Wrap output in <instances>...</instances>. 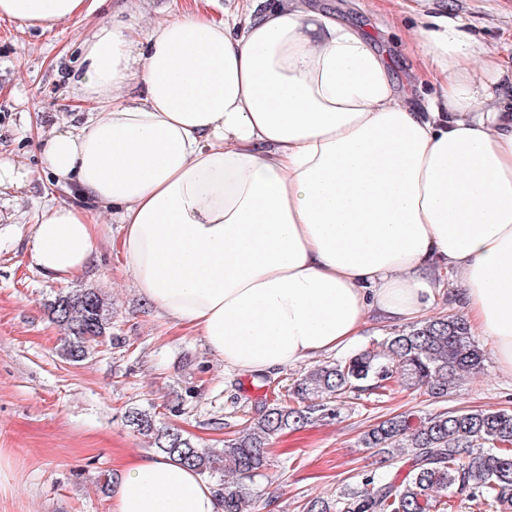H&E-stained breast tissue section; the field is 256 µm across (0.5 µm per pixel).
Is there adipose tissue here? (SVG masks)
I'll list each match as a JSON object with an SVG mask.
<instances>
[{
	"label": "adipose tissue",
	"instance_id": "adipose-tissue-1",
	"mask_svg": "<svg viewBox=\"0 0 512 512\" xmlns=\"http://www.w3.org/2000/svg\"><path fill=\"white\" fill-rule=\"evenodd\" d=\"M88 10L0 0V20L44 30ZM413 37L437 89L421 108L386 56L301 0L246 21L100 24L72 76L90 117L34 131L57 184L88 201L44 211L35 265L81 275L111 214L141 296L241 373L346 350L372 314L420 320L451 280L512 376V68L444 13ZM112 510L222 512L195 471L150 454Z\"/></svg>",
	"mask_w": 512,
	"mask_h": 512
}]
</instances>
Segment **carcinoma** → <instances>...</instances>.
I'll list each match as a JSON object with an SVG mask.
<instances>
[{
  "label": "carcinoma",
  "instance_id": "cac0c4a2",
  "mask_svg": "<svg viewBox=\"0 0 512 512\" xmlns=\"http://www.w3.org/2000/svg\"><path fill=\"white\" fill-rule=\"evenodd\" d=\"M62 333L60 355L80 363L95 346L121 343L112 333V303L96 288L58 295L49 305ZM484 354L460 316H438L389 336L347 359L310 369L257 417L249 419L220 451L204 448L183 431L160 425L156 413L132 408L127 423L178 464L214 481L223 512H254L247 482L270 466L269 440L298 429L315 414L335 415L332 400L352 392L423 389L448 396L465 375L481 369ZM366 448L407 457L403 477L373 473L336 502L312 498L303 512H437L442 497L467 494L475 504L512 512V412L457 409L416 416L391 415L363 436Z\"/></svg>",
  "mask_w": 512,
  "mask_h": 512
}]
</instances>
